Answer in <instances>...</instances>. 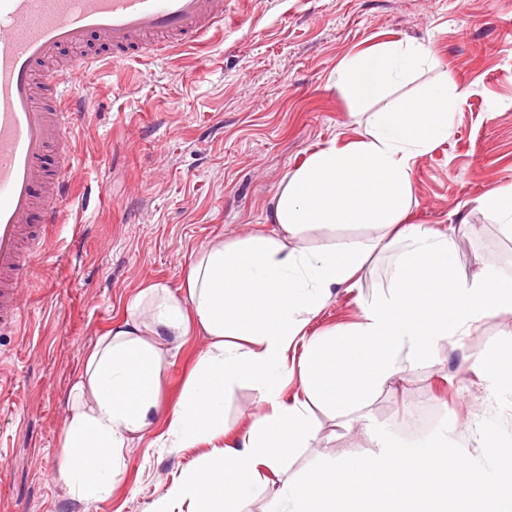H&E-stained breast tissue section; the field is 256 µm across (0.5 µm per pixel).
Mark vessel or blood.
Here are the masks:
<instances>
[{"mask_svg": "<svg viewBox=\"0 0 512 512\" xmlns=\"http://www.w3.org/2000/svg\"><path fill=\"white\" fill-rule=\"evenodd\" d=\"M224 28V0H0V328L25 265L60 220L75 88L99 61L154 57Z\"/></svg>", "mask_w": 512, "mask_h": 512, "instance_id": "vessel-or-blood-1", "label": "vessel or blood"}]
</instances>
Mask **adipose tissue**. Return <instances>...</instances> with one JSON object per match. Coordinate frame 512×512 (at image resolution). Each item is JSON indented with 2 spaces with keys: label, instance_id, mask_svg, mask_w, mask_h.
Returning a JSON list of instances; mask_svg holds the SVG:
<instances>
[{
  "label": "adipose tissue",
  "instance_id": "adipose-tissue-1",
  "mask_svg": "<svg viewBox=\"0 0 512 512\" xmlns=\"http://www.w3.org/2000/svg\"><path fill=\"white\" fill-rule=\"evenodd\" d=\"M432 59L430 47L389 42L343 60L336 85L352 114L365 118L360 138L312 151L277 188L269 230L209 242L190 267L184 293L149 285L100 338L69 392L61 433L58 478L72 493L93 501L118 481L124 448L158 417L166 349L189 328L211 344L167 421L171 446L223 436L224 393L239 379L255 383L263 412L218 449L220 465L201 464L176 480L152 512H243L259 472H281L295 449L319 440L310 401L340 415L354 412L404 366L437 363L441 343L486 316L512 312L511 269L484 257L482 276L458 277L452 236L408 221L414 161L452 130L451 77L403 106L369 109ZM336 224H370L382 234L316 252L300 246L302 233ZM400 242L405 248L391 268L390 287L363 305L360 321L307 336L310 316L333 290L353 287L372 252ZM293 375L304 400L283 398Z\"/></svg>",
  "mask_w": 512,
  "mask_h": 512
}]
</instances>
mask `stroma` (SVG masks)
I'll return each instance as SVG.
<instances>
[{
	"label": "stroma",
	"instance_id": "obj_1",
	"mask_svg": "<svg viewBox=\"0 0 512 512\" xmlns=\"http://www.w3.org/2000/svg\"><path fill=\"white\" fill-rule=\"evenodd\" d=\"M225 8L223 30L203 44L104 62L87 79L63 221L26 271L21 324L0 332V512H147L174 477L247 431L258 393L242 380L224 395L225 438L164 445L165 420L209 345L192 330L162 364L161 419L124 449L114 489L89 503L57 480L68 393L130 300L155 282L183 286L201 246L266 224L282 178L311 151L360 137L363 120L335 85L346 57L385 42L432 48L435 63L389 100L445 75L465 97L448 139L416 160L411 221L453 235L460 277L479 275L483 254L512 268V233L475 207L512 183V0H226ZM398 254L373 252L360 282L334 293L309 334L359 322ZM509 332L512 313L486 317L443 343L438 364L404 370L361 411L339 418L312 407L320 443L300 449L280 476L263 474L248 512H265L280 479L299 477L323 454L373 446L375 427L403 436L402 421L421 405L438 407L448 438L480 458L478 426L495 412L480 362Z\"/></svg>",
	"mask_w": 512,
	"mask_h": 512
}]
</instances>
